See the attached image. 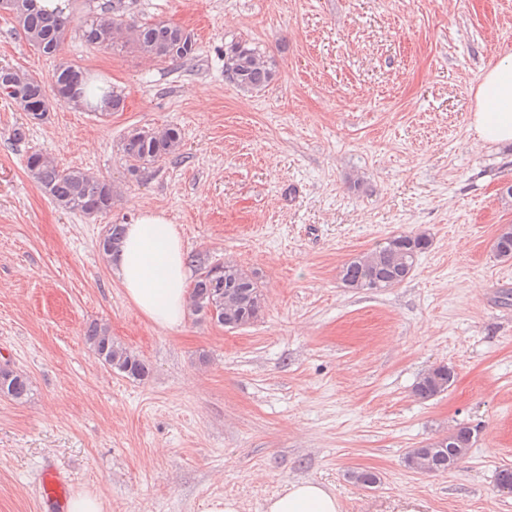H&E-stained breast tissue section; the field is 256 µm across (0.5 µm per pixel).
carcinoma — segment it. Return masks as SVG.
Instances as JSON below:
<instances>
[{
	"mask_svg": "<svg viewBox=\"0 0 512 512\" xmlns=\"http://www.w3.org/2000/svg\"><path fill=\"white\" fill-rule=\"evenodd\" d=\"M4 3L36 52L55 56L61 51L71 18L43 12L36 7L35 0H4ZM80 30L90 45L113 49L121 43L152 58L188 61L194 59L196 53L191 33L182 26L164 20L143 24L129 22L115 6L112 16L86 23ZM224 74L229 81L247 91H260L275 79L276 70L272 60L249 42L233 40L224 44ZM55 79L61 88L73 90L77 98L85 99L88 111H99V107L87 99L88 91L94 88L103 91L105 87L92 83L86 70L62 61ZM0 99L16 105L31 120L42 121L49 112L44 84L26 70L0 69ZM181 147L182 135L176 127L161 130L135 128L127 132L121 144L133 172L144 165L176 156ZM27 169L45 194L66 212L97 216L112 209V184L80 168H61L49 157L33 153L27 158ZM123 233V225H110L99 241L102 253L107 255L115 251ZM430 245L431 239L424 232L390 236L371 251L350 258L340 271L341 284L352 290L393 288L411 275L420 255ZM493 252L499 259H512L511 225L496 237ZM263 303V290L256 273L231 262L204 268L189 293L191 314L229 329L252 324L261 314ZM84 339L104 366L136 380L148 377L150 370L145 361L113 339L106 325L89 323ZM454 379L455 372L450 367H434L418 378L414 394L429 400L447 391ZM29 393L27 375L6 364L0 366V394L22 401ZM476 436L477 428L459 423L449 430L448 435L425 444L433 449V465L429 472L450 470L456 449L471 448Z\"/></svg>",
	"mask_w": 512,
	"mask_h": 512,
	"instance_id": "carcinoma-1",
	"label": "carcinoma"
}]
</instances>
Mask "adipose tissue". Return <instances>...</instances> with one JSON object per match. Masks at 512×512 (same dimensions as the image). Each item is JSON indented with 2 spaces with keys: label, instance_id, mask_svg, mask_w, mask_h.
Wrapping results in <instances>:
<instances>
[{
  "label": "adipose tissue",
  "instance_id": "1",
  "mask_svg": "<svg viewBox=\"0 0 512 512\" xmlns=\"http://www.w3.org/2000/svg\"><path fill=\"white\" fill-rule=\"evenodd\" d=\"M470 125L479 141L512 142V53L484 71L473 91ZM129 301L161 327L180 325L187 313L186 251L176 225L160 212L143 210L125 227L109 256ZM265 512H341L336 494L311 481L285 483Z\"/></svg>",
  "mask_w": 512,
  "mask_h": 512
}]
</instances>
